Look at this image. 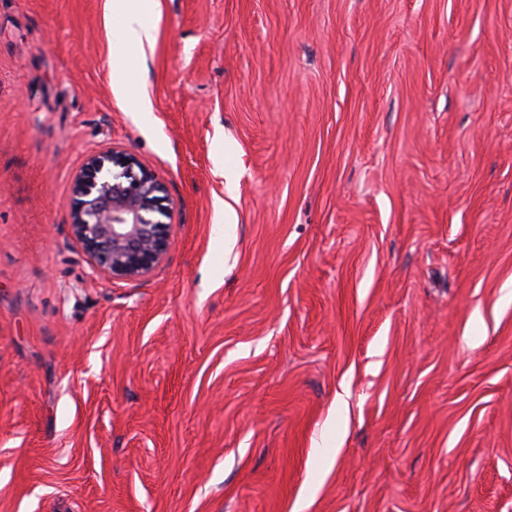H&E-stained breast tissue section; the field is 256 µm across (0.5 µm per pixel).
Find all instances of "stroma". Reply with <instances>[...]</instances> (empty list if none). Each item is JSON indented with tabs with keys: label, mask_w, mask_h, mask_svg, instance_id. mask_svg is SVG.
Segmentation results:
<instances>
[{
	"label": "stroma",
	"mask_w": 512,
	"mask_h": 512,
	"mask_svg": "<svg viewBox=\"0 0 512 512\" xmlns=\"http://www.w3.org/2000/svg\"><path fill=\"white\" fill-rule=\"evenodd\" d=\"M106 3L0 0V512H512V0H158L121 71ZM165 184L131 153L112 146L76 174L71 234L93 268L113 279L148 277L170 245Z\"/></svg>",
	"instance_id": "stroma-1"
}]
</instances>
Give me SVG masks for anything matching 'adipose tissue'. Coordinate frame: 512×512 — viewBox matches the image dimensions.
Instances as JSON below:
<instances>
[{"mask_svg": "<svg viewBox=\"0 0 512 512\" xmlns=\"http://www.w3.org/2000/svg\"><path fill=\"white\" fill-rule=\"evenodd\" d=\"M156 7L157 0H112L110 24L118 35L117 46L112 51L113 67L124 66L127 48L153 44L155 26L150 16Z\"/></svg>", "mask_w": 512, "mask_h": 512, "instance_id": "1", "label": "adipose tissue"}]
</instances>
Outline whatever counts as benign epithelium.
I'll return each instance as SVG.
<instances>
[{
    "mask_svg": "<svg viewBox=\"0 0 512 512\" xmlns=\"http://www.w3.org/2000/svg\"><path fill=\"white\" fill-rule=\"evenodd\" d=\"M165 184L119 147L89 156L70 202L72 236L93 268L113 279L149 276L170 245Z\"/></svg>",
    "mask_w": 512,
    "mask_h": 512,
    "instance_id": "1",
    "label": "benign epithelium"
}]
</instances>
